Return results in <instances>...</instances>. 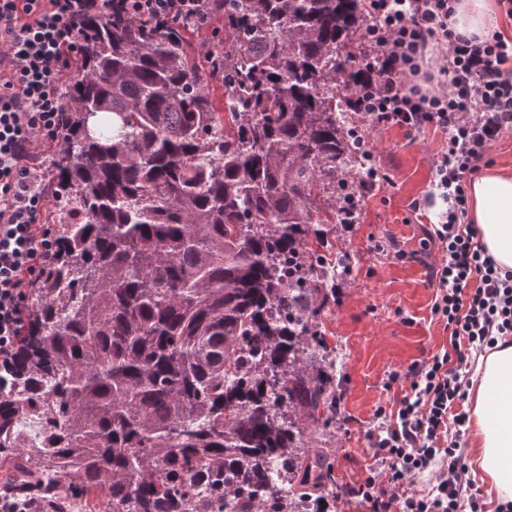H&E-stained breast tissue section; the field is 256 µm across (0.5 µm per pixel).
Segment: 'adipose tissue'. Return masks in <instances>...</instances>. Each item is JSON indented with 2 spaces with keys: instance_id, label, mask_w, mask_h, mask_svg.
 <instances>
[{
  "instance_id": "adipose-tissue-1",
  "label": "adipose tissue",
  "mask_w": 512,
  "mask_h": 512,
  "mask_svg": "<svg viewBox=\"0 0 512 512\" xmlns=\"http://www.w3.org/2000/svg\"><path fill=\"white\" fill-rule=\"evenodd\" d=\"M494 9L495 0H456L454 31L488 35ZM468 195L481 244L501 269L512 270V175L487 172L471 183ZM469 400L473 473L499 499H512V336L478 357Z\"/></svg>"
}]
</instances>
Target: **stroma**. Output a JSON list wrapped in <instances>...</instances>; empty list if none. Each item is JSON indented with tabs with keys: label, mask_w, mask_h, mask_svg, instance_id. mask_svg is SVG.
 I'll return each instance as SVG.
<instances>
[{
	"label": "stroma",
	"mask_w": 512,
	"mask_h": 512,
	"mask_svg": "<svg viewBox=\"0 0 512 512\" xmlns=\"http://www.w3.org/2000/svg\"><path fill=\"white\" fill-rule=\"evenodd\" d=\"M369 142L391 183L365 204L352 232L332 234L333 250L351 258L352 279L336 307L324 310L319 326L343 360L341 415L332 459L337 485L361 478L370 462L366 432L378 407L394 411L407 385L389 384L391 372L451 347L449 333L433 319L435 290L420 260L424 231L438 220L443 204L433 197V158L446 144L442 131L426 128L408 139L396 127L372 129ZM426 200L421 212L410 203ZM394 238L406 257L374 249L379 237Z\"/></svg>",
	"instance_id": "1"
}]
</instances>
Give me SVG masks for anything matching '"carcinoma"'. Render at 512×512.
Segmentation results:
<instances>
[{
	"instance_id": "carcinoma-1",
	"label": "carcinoma",
	"mask_w": 512,
	"mask_h": 512,
	"mask_svg": "<svg viewBox=\"0 0 512 512\" xmlns=\"http://www.w3.org/2000/svg\"><path fill=\"white\" fill-rule=\"evenodd\" d=\"M224 51L124 0L87 16L58 247L0 382L4 487L39 512H320L342 369L318 329L363 0H223ZM219 83L221 104L211 88ZM44 420L37 458L17 446Z\"/></svg>"
}]
</instances>
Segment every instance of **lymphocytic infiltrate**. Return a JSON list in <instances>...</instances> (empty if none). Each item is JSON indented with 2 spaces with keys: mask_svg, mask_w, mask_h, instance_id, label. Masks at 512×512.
<instances>
[{
  "mask_svg": "<svg viewBox=\"0 0 512 512\" xmlns=\"http://www.w3.org/2000/svg\"><path fill=\"white\" fill-rule=\"evenodd\" d=\"M203 0H126L140 17L203 21ZM101 0H0V377L10 373L24 328V304L56 248L47 222L40 146L56 141L62 84L83 20ZM452 0H365L348 134L361 149L343 181L339 213L360 223L364 204L389 177L369 146L370 127H397L412 137L432 127L447 133L433 186L446 209L429 235L438 258L429 265L436 290L431 311L447 329L451 353L413 361L390 374L409 391L394 413L378 408L367 433L375 466L345 488L369 512H484L466 476L450 425L468 384L457 367L472 353L512 335V272L501 270L467 223V188L491 147L512 134V38L456 34ZM426 488L413 490L421 476Z\"/></svg>",
  "mask_w": 512,
  "mask_h": 512,
  "instance_id": "1",
  "label": "lymphocytic infiltrate"
}]
</instances>
